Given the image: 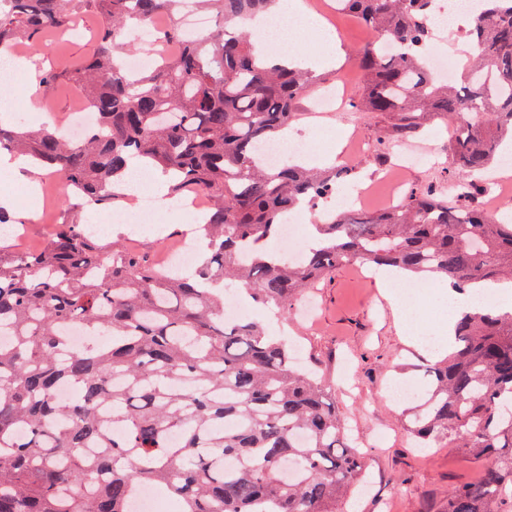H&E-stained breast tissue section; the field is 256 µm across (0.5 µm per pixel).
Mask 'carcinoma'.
<instances>
[{
    "mask_svg": "<svg viewBox=\"0 0 512 512\" xmlns=\"http://www.w3.org/2000/svg\"><path fill=\"white\" fill-rule=\"evenodd\" d=\"M0 8V54L66 28L84 11L104 20L93 55L72 81L100 132L68 142L44 127L0 126V148L49 168L75 206L101 210L134 166L173 175L169 194L207 192L197 226L206 258L173 273L122 242H103L72 217L38 252L0 240V512H130L138 487L160 486L180 512H336L363 464L331 391L296 371L291 349L253 318L224 316V282L288 313L337 267L389 266L406 279L460 291L512 280V224L481 207V175L512 139V0H483L472 18L478 46L461 82L425 65L429 0H342V8L399 47L365 46L363 85L350 107L381 119L388 141H411L435 121L457 124L448 142V194L415 190L393 210H347L315 225L300 261L268 249L288 214L336 194L347 169L292 159L261 165L257 144L279 136L317 77L257 62L235 19L273 13L275 0H197L222 20L183 39L174 57L131 76L126 26L181 0H11ZM82 321L106 338L71 345ZM455 342L428 368L409 430L426 448H461L484 477L448 491L444 512H512V312L481 305L454 326ZM73 386L70 402L57 389ZM112 432H107V429Z\"/></svg>",
    "mask_w": 512,
    "mask_h": 512,
    "instance_id": "cac0c4a2",
    "label": "carcinoma"
}]
</instances>
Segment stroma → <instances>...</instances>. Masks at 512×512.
<instances>
[{"label":"stroma","mask_w":512,"mask_h":512,"mask_svg":"<svg viewBox=\"0 0 512 512\" xmlns=\"http://www.w3.org/2000/svg\"><path fill=\"white\" fill-rule=\"evenodd\" d=\"M101 19L94 14L81 17L76 31L61 32L26 44L25 58L33 77L42 71L76 68L93 51ZM365 27L354 20L339 26L323 24L316 36H304L290 44L292 53L317 57L329 43H336L340 56L336 66L321 69L322 85L316 93L336 84L344 75L349 96H356L363 83L352 54L365 45ZM38 100L42 111L34 115L15 106L12 95L0 94V106L10 110L0 115V124L31 122L57 128L71 113L83 108L81 95L65 81L40 82ZM312 98H305L299 114L289 125L292 134L316 140L309 156L313 167L331 165L356 168L357 182H372L392 173L404 189H424L446 182L448 175V134L444 126L427 130L420 149L431 153L432 161L390 171L395 154L378 160L376 154H358V142L375 143L380 131L378 119L360 112L343 110L324 113L322 129L309 124ZM44 186L40 209H33L21 193L28 184ZM14 199L12 216L22 229L20 247H42L56 222L68 213L69 192L52 174L23 172L22 176L0 175V195ZM444 282H434L415 303H406L397 293H385L377 273L361 264L340 266L321 280L306 300L288 315L256 308L255 315L269 332L286 339L298 353L296 366L317 370L331 387L336 407L345 418L348 436L365 462V490L344 504L343 512H440L450 488L472 482L481 466L458 448H419L406 429V402L393 396L396 387L428 379L427 367L436 356L425 347L411 344L414 336H437L441 316L448 310L443 296Z\"/></svg>","instance_id":"obj_1"}]
</instances>
